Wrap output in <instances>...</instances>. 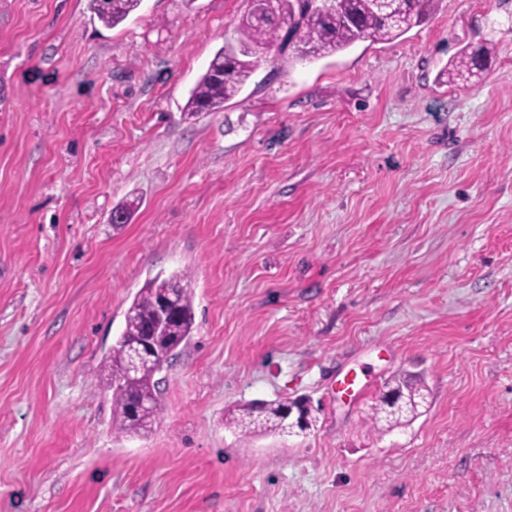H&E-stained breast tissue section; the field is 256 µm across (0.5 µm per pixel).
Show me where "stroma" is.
<instances>
[{"instance_id": "35a3bbf8", "label": "stroma", "mask_w": 512, "mask_h": 512, "mask_svg": "<svg viewBox=\"0 0 512 512\" xmlns=\"http://www.w3.org/2000/svg\"><path fill=\"white\" fill-rule=\"evenodd\" d=\"M246 7L143 0L110 29L0 0V512H512V0H435L184 116ZM478 44V86L438 81ZM176 270L193 335L149 431L118 432L101 366ZM404 371L430 407L379 434ZM299 397L302 436L224 426Z\"/></svg>"}]
</instances>
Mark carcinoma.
<instances>
[{
    "instance_id": "1",
    "label": "carcinoma",
    "mask_w": 512,
    "mask_h": 512,
    "mask_svg": "<svg viewBox=\"0 0 512 512\" xmlns=\"http://www.w3.org/2000/svg\"><path fill=\"white\" fill-rule=\"evenodd\" d=\"M142 0H89V8L103 26L114 28L136 12ZM433 0H403L390 15L378 11L374 0H336V12L318 10L315 0H275L276 14L285 18L256 25L242 15L234 28L235 40L248 46L266 47L280 56L298 58L301 47L318 60L350 49L360 41L390 42L421 24L430 14ZM490 50L485 45L465 47L450 61L444 75L453 85L476 86L486 70ZM258 66L251 57H226L219 49L206 72L190 92L185 112H217L249 84ZM177 293L176 307L164 332L169 345H182L194 330V309L190 276L175 272L149 280L133 298L125 314V326L112 346L105 368L107 389L112 391L113 423L123 432L140 434L148 430L161 410L156 374L166 360L160 359L139 373H127L126 344L143 335L156 306L169 294ZM429 405V392L413 375L395 377L387 392L371 407L373 426L382 431L408 425ZM283 401L249 402L237 407L227 424L243 437L286 434Z\"/></svg>"
}]
</instances>
